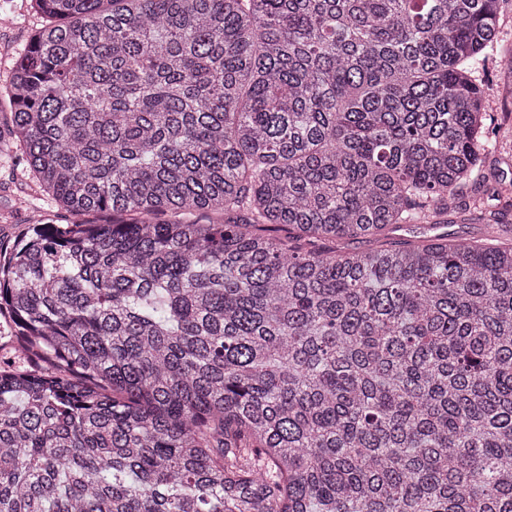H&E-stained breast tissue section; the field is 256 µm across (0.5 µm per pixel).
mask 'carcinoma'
<instances>
[{"mask_svg": "<svg viewBox=\"0 0 512 512\" xmlns=\"http://www.w3.org/2000/svg\"><path fill=\"white\" fill-rule=\"evenodd\" d=\"M511 1L26 0L0 512H512ZM20 157L0 143V239L12 244L25 234L36 214L66 224L68 214L29 183ZM421 227V228H420ZM426 224H404L393 236L400 241L415 240L414 236L419 232H426V236L448 235V239H472L482 238L485 232L483 224H475L474 221H463L454 214L448 215V224H440L436 228L427 231ZM414 231V232H413Z\"/></svg>", "mask_w": 512, "mask_h": 512, "instance_id": "1", "label": "carcinoma"}]
</instances>
